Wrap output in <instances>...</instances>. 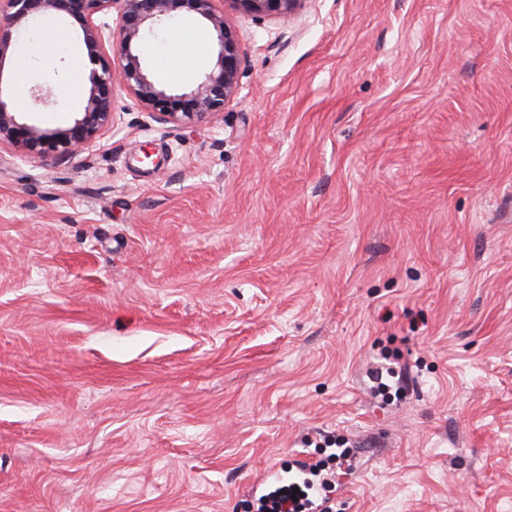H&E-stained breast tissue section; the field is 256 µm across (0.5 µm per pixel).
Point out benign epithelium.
<instances>
[{
  "label": "benign epithelium",
  "instance_id": "7a95c632",
  "mask_svg": "<svg viewBox=\"0 0 512 512\" xmlns=\"http://www.w3.org/2000/svg\"><path fill=\"white\" fill-rule=\"evenodd\" d=\"M219 0H187L190 11L215 35L214 67L187 93L170 95L144 72L133 44L169 16L172 0H0V71L10 50L9 30L28 23L43 10L54 8L83 18L84 64L90 71V87L82 111L72 125L44 129L23 120L0 98V147L42 158L54 165L67 162L112 124V89L122 85L144 112L173 124L203 121L224 111L236 94L241 73V54L235 32L217 7ZM236 8L255 16H291L305 0H230ZM116 13V27L100 17ZM119 56L112 67L110 54Z\"/></svg>",
  "mask_w": 512,
  "mask_h": 512
}]
</instances>
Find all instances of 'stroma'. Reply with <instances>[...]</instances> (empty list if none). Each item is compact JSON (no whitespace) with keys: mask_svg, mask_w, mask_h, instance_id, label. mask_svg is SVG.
I'll list each match as a JSON object with an SVG mask.
<instances>
[{"mask_svg":"<svg viewBox=\"0 0 512 512\" xmlns=\"http://www.w3.org/2000/svg\"><path fill=\"white\" fill-rule=\"evenodd\" d=\"M224 15L223 112L117 87L65 164L0 149V512H256L300 451L344 512H512V0ZM34 39L19 110L71 125Z\"/></svg>","mask_w":512,"mask_h":512,"instance_id":"stroma-1","label":"stroma"}]
</instances>
